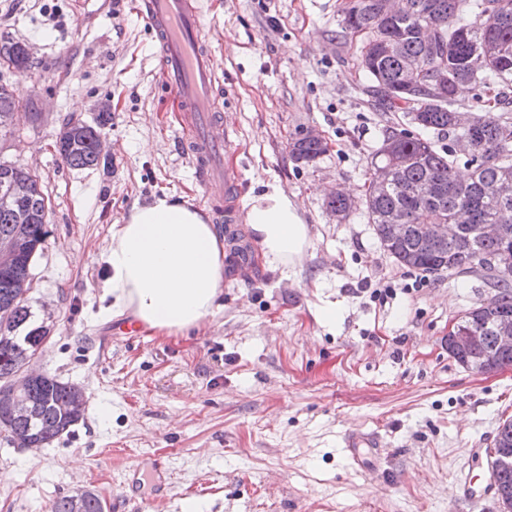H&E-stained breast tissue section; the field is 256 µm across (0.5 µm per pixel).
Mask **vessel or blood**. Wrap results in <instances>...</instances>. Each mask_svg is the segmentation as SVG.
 <instances>
[{"mask_svg":"<svg viewBox=\"0 0 512 512\" xmlns=\"http://www.w3.org/2000/svg\"><path fill=\"white\" fill-rule=\"evenodd\" d=\"M140 12L155 33L157 58L170 97L179 112L184 149L218 221H236L239 177L224 166L229 134L217 115L215 93L219 78L202 32L198 0H142ZM139 467H129L120 501L138 503L148 512L150 499L136 496Z\"/></svg>","mask_w":512,"mask_h":512,"instance_id":"b4317fda","label":"vessel or blood"}]
</instances>
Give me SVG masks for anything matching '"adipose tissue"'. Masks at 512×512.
I'll list each match as a JSON object with an SVG mask.
<instances>
[{"mask_svg":"<svg viewBox=\"0 0 512 512\" xmlns=\"http://www.w3.org/2000/svg\"><path fill=\"white\" fill-rule=\"evenodd\" d=\"M262 258L299 264L312 239L304 216L279 188L253 194L241 215ZM113 317H128L161 335L200 328L218 306L227 269L224 238L199 209L164 194L134 205L114 225L103 255Z\"/></svg>","mask_w":512,"mask_h":512,"instance_id":"1","label":"adipose tissue"}]
</instances>
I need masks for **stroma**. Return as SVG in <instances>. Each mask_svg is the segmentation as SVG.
<instances>
[{
  "mask_svg": "<svg viewBox=\"0 0 512 512\" xmlns=\"http://www.w3.org/2000/svg\"><path fill=\"white\" fill-rule=\"evenodd\" d=\"M346 0H201L240 198L275 185L300 205L313 245L293 269L248 244L252 268L179 336L117 334L103 310L102 254L135 203L185 196L210 213L137 0H0V35L29 44L28 79L0 63L21 103L0 160L31 168L51 230L29 303L51 329L30 370L84 389L83 417L37 450L0 436V512H49L93 490L113 500L129 466L162 467L161 512H497L454 496L460 475L488 484L486 453L512 417V366L479 373L448 354L449 327L490 299L475 275H430L395 262L364 206L343 219L331 191L362 198L386 127L403 112L369 102L357 45L339 36ZM100 125L105 152L70 168L66 123ZM316 129L309 165L288 144ZM391 289L377 299L374 289ZM336 320L323 322L324 308ZM373 433L351 460L342 439Z\"/></svg>",
  "mask_w": 512,
  "mask_h": 512,
  "instance_id": "obj_1",
  "label": "stroma"
}]
</instances>
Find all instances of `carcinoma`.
I'll list each match as a JSON object with an SVG mask.
<instances>
[{"label":"carcinoma","mask_w":512,"mask_h":512,"mask_svg":"<svg viewBox=\"0 0 512 512\" xmlns=\"http://www.w3.org/2000/svg\"><path fill=\"white\" fill-rule=\"evenodd\" d=\"M343 37L362 40L358 61L370 85L366 92L382 112H406L422 129L457 131L454 109L458 87H480L490 110L462 131L471 138L474 152L469 180L457 178L450 154L429 141L386 129L379 161L373 164L363 205L383 248L401 265L424 273L477 275L498 289L488 311L466 313L459 324L482 337L472 361L495 370L512 366V352L497 346L494 323L512 316V233L489 239L481 224L512 225V199L498 195V185L512 173V119L495 110L506 104L505 88L512 84V0H407L399 17L382 15L381 0H349L342 11ZM495 40L502 52L491 56L479 77L470 74L467 57L484 39ZM20 42L0 38V53L17 70L29 61L20 56ZM415 59L419 69L410 73L406 62ZM448 70V84L439 86L435 75ZM20 97L16 89L0 84V119L15 117ZM57 147L73 169L100 164L99 132L83 123H70ZM294 161L308 164L327 150L323 141L296 133L289 144ZM402 211L408 224H460L458 238L423 240L416 232L393 242L382 215ZM50 207L36 175L21 166L0 161V240L19 236L24 246L14 263L0 267V379H8L29 361V355L46 335L35 324L26 293L31 286V265L49 235ZM13 340L6 339V336ZM30 413L24 420L0 414V429L42 446L70 432L81 415L70 409L68 384L44 375L29 386ZM496 448L512 451V420L497 429ZM103 497L93 491L55 500L50 512H104Z\"/></svg>","instance_id":"cac0c4a2"}]
</instances>
